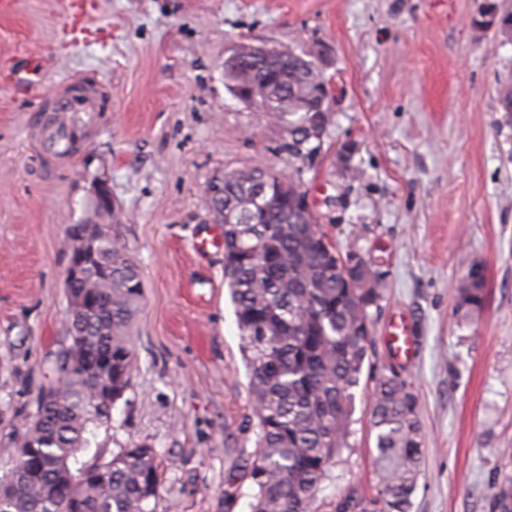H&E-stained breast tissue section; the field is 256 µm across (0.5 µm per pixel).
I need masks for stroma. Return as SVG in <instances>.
<instances>
[{"instance_id":"1","label":"stroma","mask_w":512,"mask_h":512,"mask_svg":"<svg viewBox=\"0 0 512 512\" xmlns=\"http://www.w3.org/2000/svg\"><path fill=\"white\" fill-rule=\"evenodd\" d=\"M86 2L74 47L65 0H18L0 17V64L22 78L0 72V475L66 341L67 229L104 180L143 280L138 371L78 460L146 442L161 464L156 512H250L237 464L256 440L251 374L207 197L227 171L289 169L283 123L225 85L232 52L263 43L322 58L324 152L302 180L319 230L382 279L370 361L413 389L425 434L410 512H491L512 481V115L499 105L512 39L480 20L512 0ZM78 78L97 86L98 112L61 155L47 96ZM475 262L487 303L466 317L456 288ZM400 315L408 363L389 352ZM354 393L318 512L378 483L369 384Z\"/></svg>"}]
</instances>
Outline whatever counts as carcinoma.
Listing matches in <instances>:
<instances>
[{
    "label": "carcinoma",
    "instance_id": "1",
    "mask_svg": "<svg viewBox=\"0 0 512 512\" xmlns=\"http://www.w3.org/2000/svg\"><path fill=\"white\" fill-rule=\"evenodd\" d=\"M241 93L265 89L256 106L288 124V141L303 145L316 113L297 102L325 81L318 68L285 48L262 69H243ZM309 154H288V173L267 171L258 196L241 172L221 181L224 274L251 369L257 440L241 466L251 485V512H315L316 496L337 451L351 433L354 389L371 347L381 282L368 261L356 281L343 256L304 215L301 174ZM112 272L91 276L69 298L66 344L15 440L13 469L0 478V512H156L161 486L158 453L141 442L110 459L72 466L87 434L109 426L112 407L97 398L112 383V403L132 386L137 364L132 326L143 300L136 262L118 234L98 242ZM485 306V276L468 268L457 309ZM371 430L380 473L376 495L350 489L334 512H409L421 474L424 435L417 395L391 367L368 373ZM492 512H512V484L491 496Z\"/></svg>",
    "mask_w": 512,
    "mask_h": 512
}]
</instances>
